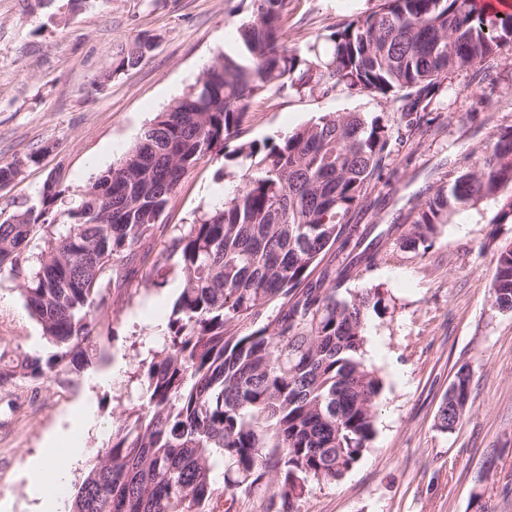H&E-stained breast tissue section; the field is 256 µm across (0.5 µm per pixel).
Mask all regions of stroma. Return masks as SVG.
<instances>
[{
	"label": "stroma",
	"instance_id": "1",
	"mask_svg": "<svg viewBox=\"0 0 512 512\" xmlns=\"http://www.w3.org/2000/svg\"><path fill=\"white\" fill-rule=\"evenodd\" d=\"M377 0H288L283 41L301 53L329 26L371 11ZM250 13L241 0H0V163L23 160L0 189V221L36 204L47 180L60 192L47 220L67 219L71 203L119 161L143 129L187 92L203 68L234 50L232 37ZM155 45L140 65L117 64L141 35ZM483 97L475 105L472 94ZM398 101L339 88L310 95L270 91L257 99L237 136L217 147L177 187L162 222L129 264L125 284L99 318L97 334L69 371L17 378L0 388V500L10 512H38L28 467L49 438L79 442L75 486L112 437L115 418L137 401L139 359L162 347L180 271L168 262L165 283H152L151 261L170 240L241 183L227 155L239 144L276 142L328 113L390 119ZM433 120L415 149H402L384 183L356 210L357 231L382 232L383 261L353 273L351 289L377 287L388 303L371 316L366 360L384 379L376 435L340 480L312 484L299 512H512V313L493 307L491 231L484 215L465 211L442 226L430 249L405 247L388 227L455 161L453 142L486 139L489 119L512 124V44L495 57L450 76L434 98ZM45 346L16 282L0 277V368ZM469 366V409L450 432L437 413L454 374ZM119 375H112V368Z\"/></svg>",
	"mask_w": 512,
	"mask_h": 512
}]
</instances>
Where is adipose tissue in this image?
I'll return each mask as SVG.
<instances>
[{
    "mask_svg": "<svg viewBox=\"0 0 512 512\" xmlns=\"http://www.w3.org/2000/svg\"><path fill=\"white\" fill-rule=\"evenodd\" d=\"M81 449H71L67 458H58L53 447H46L42 457L31 463L28 479L40 500L39 512H63L61 489L67 482L71 465L81 462Z\"/></svg>",
    "mask_w": 512,
    "mask_h": 512,
    "instance_id": "ef3b65f1",
    "label": "adipose tissue"
}]
</instances>
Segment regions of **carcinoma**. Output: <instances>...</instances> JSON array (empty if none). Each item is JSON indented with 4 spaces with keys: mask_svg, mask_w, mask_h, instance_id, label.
Listing matches in <instances>:
<instances>
[{
    "mask_svg": "<svg viewBox=\"0 0 512 512\" xmlns=\"http://www.w3.org/2000/svg\"><path fill=\"white\" fill-rule=\"evenodd\" d=\"M238 50L218 56L195 85L158 113L94 194L51 225L43 249L27 253L60 196L45 182L41 206L0 222V275L21 287L26 308L56 348L35 349L0 371V383L53 372L91 340L98 316L121 288L118 271L137 256L184 174L235 134L255 99L289 87L399 97L396 122L360 112L327 113L280 143L239 145L230 158L245 181L174 238L183 288L163 347L138 361L137 404L114 421L112 442L72 493V512H233L238 493L261 492V512H298L313 483L342 478L374 439L384 388L365 358L368 318L386 309L378 288L344 287L350 271L382 260L362 246L351 219L380 182L397 147L428 124L420 105L448 76L512 42V13L485 14L470 0H379L309 43L282 47L288 0H249ZM141 36L118 68L153 49ZM466 164L448 171L405 215L402 236L431 247L441 226L466 210L512 224V125L496 124L481 150L453 144ZM0 164V187L25 162ZM490 296L512 312V238L493 230ZM344 254L335 265L327 255ZM275 310L268 314V305ZM471 372L462 365L439 408L452 431L466 413Z\"/></svg>",
    "mask_w": 512,
    "mask_h": 512,
    "instance_id": "cac0c4a2",
    "label": "carcinoma"
}]
</instances>
